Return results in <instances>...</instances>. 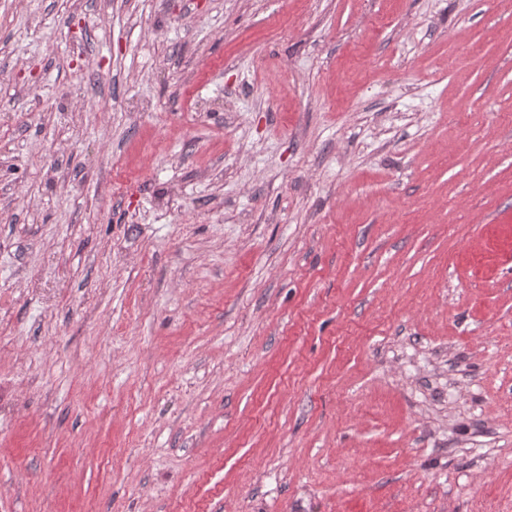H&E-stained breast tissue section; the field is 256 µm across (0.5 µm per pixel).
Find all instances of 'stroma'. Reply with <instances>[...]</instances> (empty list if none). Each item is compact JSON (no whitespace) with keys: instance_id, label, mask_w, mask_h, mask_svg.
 I'll return each mask as SVG.
<instances>
[{"instance_id":"1","label":"stroma","mask_w":512,"mask_h":512,"mask_svg":"<svg viewBox=\"0 0 512 512\" xmlns=\"http://www.w3.org/2000/svg\"><path fill=\"white\" fill-rule=\"evenodd\" d=\"M0 512H512V0H0Z\"/></svg>"}]
</instances>
